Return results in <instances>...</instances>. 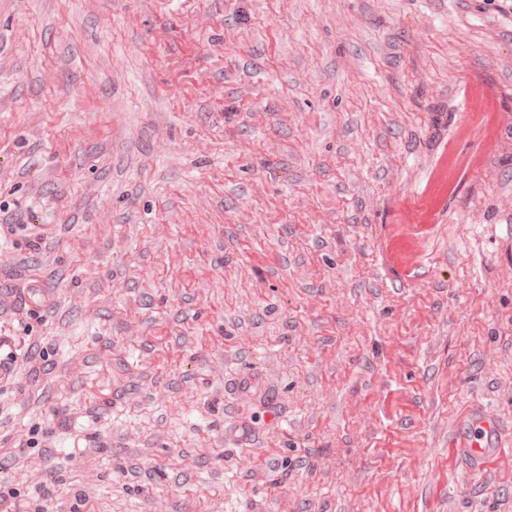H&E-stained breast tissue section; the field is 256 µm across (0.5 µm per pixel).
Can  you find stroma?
Instances as JSON below:
<instances>
[{"label":"stroma","instance_id":"1","mask_svg":"<svg viewBox=\"0 0 512 512\" xmlns=\"http://www.w3.org/2000/svg\"><path fill=\"white\" fill-rule=\"evenodd\" d=\"M0 323L51 512H512V0H0ZM511 447V435H506L500 419L479 403L464 409L460 422L448 435V453L479 471L511 454Z\"/></svg>","mask_w":512,"mask_h":512}]
</instances>
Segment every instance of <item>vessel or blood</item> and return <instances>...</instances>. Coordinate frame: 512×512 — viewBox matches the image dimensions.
<instances>
[{
  "instance_id": "vessel-or-blood-1",
  "label": "vessel or blood",
  "mask_w": 512,
  "mask_h": 512,
  "mask_svg": "<svg viewBox=\"0 0 512 512\" xmlns=\"http://www.w3.org/2000/svg\"><path fill=\"white\" fill-rule=\"evenodd\" d=\"M20 345L15 336L0 329V383L12 375ZM448 452L467 467L483 470L499 457L512 453V436L500 419L477 403L467 406L448 436Z\"/></svg>"
}]
</instances>
